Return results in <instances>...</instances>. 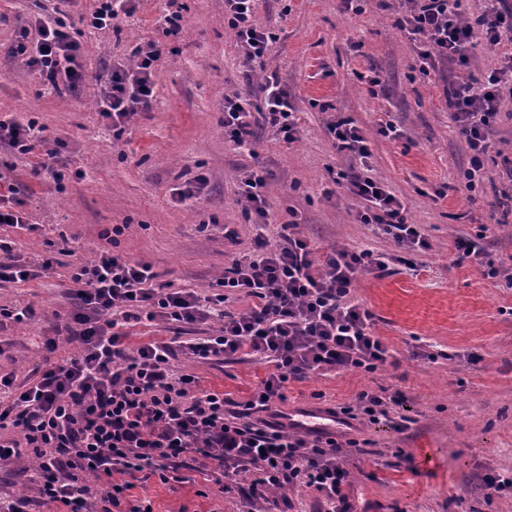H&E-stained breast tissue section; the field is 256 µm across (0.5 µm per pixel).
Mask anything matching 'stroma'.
Masks as SVG:
<instances>
[{
  "mask_svg": "<svg viewBox=\"0 0 512 512\" xmlns=\"http://www.w3.org/2000/svg\"><path fill=\"white\" fill-rule=\"evenodd\" d=\"M182 36L164 35L165 0H134L121 30L80 29L85 81L74 93L51 94L9 53L16 32L41 14L38 0H0V120L36 118L62 140L64 192L30 180L43 159L42 146L26 156L0 147V192L16 188L30 224L2 226L14 255L40 259L50 243L67 240L45 277L0 285V306L33 303L40 321L0 327V374L24 376L40 362L39 341L54 313L70 309L66 295L79 261L107 248L101 234L124 225L117 249L150 262L158 283L199 293L232 261L251 252L257 230L240 199L241 180L254 166L266 169L270 244H278L294 221L318 253L373 248L394 254L396 244L357 223L358 201L333 185L327 171L347 168L326 131L330 112L350 117L371 142L373 176L387 181L421 225L430 243L413 255V267L363 275L354 298L373 314L374 328L392 349L396 366L374 373L333 371L290 383L283 403L298 411L350 402L360 391H401L407 428L389 422L357 424L368 439L366 453L349 456L356 512H512V492L486 496L481 478L512 475V282L485 277L480 265H455L459 237L481 239L488 260L512 259V222L501 223L497 203L512 182L501 172L512 158V97L487 134L484 166L472 171L463 137L452 123L444 95L458 70L443 64L421 74L412 42L396 27L407 0H363L360 12L340 0H257L256 19L274 39L262 60L247 61L224 23V0H179ZM149 40L170 51L156 75L152 109L133 115L122 140L112 138L97 112L101 86L115 64H129L134 49ZM383 84L371 93L369 71ZM277 72L288 87L300 129L293 144L275 140L257 126L254 153L224 138V98L248 96L246 74ZM331 106L322 112L321 103ZM394 123L400 136L379 134ZM204 174L200 200L179 203L173 187ZM211 320L180 325L161 319L128 326L130 345L174 336H201ZM201 387L223 390L241 401L268 371L246 356L220 363L179 359ZM171 490L152 480L137 495L156 512H246L237 491L211 485L196 494L202 477Z\"/></svg>",
  "mask_w": 512,
  "mask_h": 512,
  "instance_id": "stroma-1",
  "label": "stroma"
}]
</instances>
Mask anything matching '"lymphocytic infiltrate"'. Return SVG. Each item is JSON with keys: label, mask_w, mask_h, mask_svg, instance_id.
<instances>
[{"label": "lymphocytic infiltrate", "mask_w": 512, "mask_h": 512, "mask_svg": "<svg viewBox=\"0 0 512 512\" xmlns=\"http://www.w3.org/2000/svg\"><path fill=\"white\" fill-rule=\"evenodd\" d=\"M256 0H224V18L248 60L262 58L271 32L255 20ZM122 14L114 0H99L90 14L72 18L61 8L21 28L11 48L38 82L52 91L73 90L84 81L77 25L119 28ZM414 43L422 74L442 61L464 67L475 36L488 47L512 42V7L484 0L474 19L461 11V0H409L396 21ZM163 44L137 46L136 64L113 67L98 100V112L121 139L129 116L149 111L154 77ZM512 89V53L499 68L466 83L450 84L448 110L473 158L488 151L487 132L499 119L506 91ZM261 108L252 112L242 96L224 99V136L238 148L254 146V115L287 143L299 137L295 106L277 75L259 87ZM327 131L338 152L360 162L371 156L369 140L352 119L336 117ZM362 203L360 223L374 226L407 251H424L429 242L419 225L408 221L401 199L371 173H331ZM392 256L370 249L332 250L317 257L310 240L292 231L277 247L257 234L255 251L233 260L219 279V292L154 287L151 263L112 249L78 264L67 290L76 307L60 317L43 337L45 353L23 382L0 376V464L34 461L33 494L0 497V512H153L151 501L137 497V484L158 479L186 483L182 469L195 453L196 470L215 473L239 485L247 504L267 500L272 488L307 487L320 495L325 512H351L350 471L345 449L362 451L349 430L356 420L389 418L402 400L386 388L359 392L351 404L333 409L343 430L285 426L276 405L289 383L318 371L374 373L394 355L375 331L371 312L355 301L360 275L382 276ZM236 294L247 308L228 313L224 302ZM218 320L211 334L179 336L130 347L124 328L142 319L163 318L182 324L199 317ZM77 337L79 355L58 358L59 343ZM226 360L245 354L270 370L234 411L224 407L223 391L200 389L195 376L181 373L180 356Z\"/></svg>", "instance_id": "obj_1"}]
</instances>
